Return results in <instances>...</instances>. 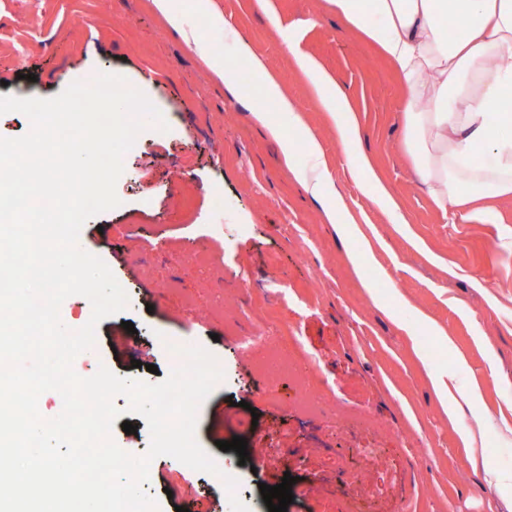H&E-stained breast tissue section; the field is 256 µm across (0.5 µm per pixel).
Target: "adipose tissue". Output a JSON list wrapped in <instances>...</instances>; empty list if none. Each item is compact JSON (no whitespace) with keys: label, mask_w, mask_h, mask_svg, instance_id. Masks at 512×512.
I'll return each instance as SVG.
<instances>
[{"label":"adipose tissue","mask_w":512,"mask_h":512,"mask_svg":"<svg viewBox=\"0 0 512 512\" xmlns=\"http://www.w3.org/2000/svg\"><path fill=\"white\" fill-rule=\"evenodd\" d=\"M186 43L194 45L211 69L227 83L231 69L214 48L187 28L176 0H152ZM337 15L361 28L377 42L402 73L411 92L403 114L405 143L414 152L428 193L446 209L450 223L462 224L484 215L482 201L512 196V111L503 108L500 93L512 86V0H331ZM460 21L456 34L444 26ZM435 85H428V76ZM266 104L254 116L278 143L285 159L297 144L313 156L322 149L316 135L300 120L296 108L275 81L265 88ZM326 107L335 113L344 154L356 161L363 184L372 186L377 203L393 200L387 188L362 161L352 135L357 121L344 92ZM290 127L293 138L282 134Z\"/></svg>","instance_id":"adipose-tissue-1"}]
</instances>
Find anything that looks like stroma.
Wrapping results in <instances>:
<instances>
[{"mask_svg": "<svg viewBox=\"0 0 512 512\" xmlns=\"http://www.w3.org/2000/svg\"><path fill=\"white\" fill-rule=\"evenodd\" d=\"M226 65L259 57L315 131L293 161L253 115L265 76L218 80L151 0H0V95L48 99L94 72L123 76L162 113L123 158L117 207L78 244L128 297L73 362L146 383L199 345L224 378L199 407L195 439L220 472L152 460L159 512L201 502L248 512L260 484L296 479L287 512H512V197L492 219L449 223L420 185L394 65L329 0H211ZM314 59L345 91L353 134L398 207L373 201L344 157L336 118L296 66ZM328 171L344 204L312 196L292 166ZM136 332L128 334L124 322ZM282 337L254 354L263 331ZM157 373H150L148 365ZM320 411L301 405L304 387ZM242 437L250 461L218 444ZM377 444L378 456L363 446Z\"/></svg>", "mask_w": 512, "mask_h": 512, "instance_id": "35a3bbf8", "label": "stroma"}]
</instances>
